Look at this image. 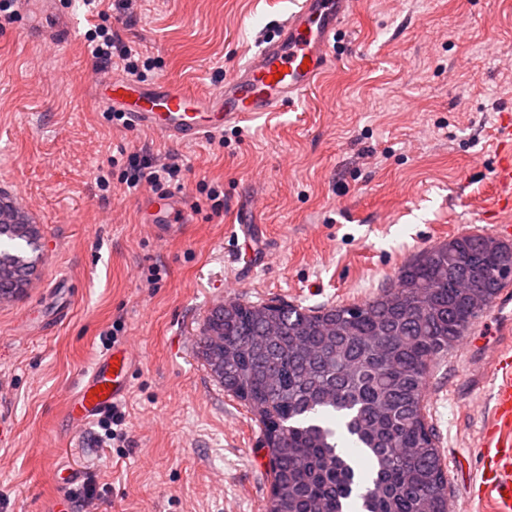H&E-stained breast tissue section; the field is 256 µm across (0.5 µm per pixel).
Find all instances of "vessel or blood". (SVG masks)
Returning <instances> with one entry per match:
<instances>
[{
    "label": "vessel or blood",
    "mask_w": 512,
    "mask_h": 512,
    "mask_svg": "<svg viewBox=\"0 0 512 512\" xmlns=\"http://www.w3.org/2000/svg\"><path fill=\"white\" fill-rule=\"evenodd\" d=\"M356 0H300L297 8L268 36L248 63L208 95L193 94L168 81L147 84L126 77L106 81L98 95L128 125L153 132L172 143H190L224 128L250 120L262 112H278L295 103L336 64L337 33L351 17ZM507 150L494 166L498 210L512 211V114L500 123ZM147 223L158 233L173 231L187 221L182 198L154 196L146 204ZM133 355L124 345L101 355L70 396L66 416L87 424L129 391ZM491 417L479 447L481 470L470 488L472 497L486 503L487 512H512V355L494 353Z\"/></svg>",
    "instance_id": "1"
}]
</instances>
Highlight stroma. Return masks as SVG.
<instances>
[{
    "label": "stroma",
    "instance_id": "obj_1",
    "mask_svg": "<svg viewBox=\"0 0 512 512\" xmlns=\"http://www.w3.org/2000/svg\"><path fill=\"white\" fill-rule=\"evenodd\" d=\"M296 0H139L121 15L54 0L59 43L0 23V186L41 231L27 293L0 304V512H40L87 488L96 512H266L269 457L249 408L213 381L197 340L227 299L310 308L366 300L420 251L495 235L493 130L512 113V0H357L336 65L294 106L183 144L116 121L97 100L90 29L137 50L145 81L208 94L243 67ZM185 167L190 223L159 238L128 191V156ZM220 193L212 203L211 190ZM495 300L429 374V424L448 465L450 512H476L494 349L512 350ZM136 362L129 442L72 429L66 399L112 347ZM82 475L61 491L54 463Z\"/></svg>",
    "mask_w": 512,
    "mask_h": 512
}]
</instances>
